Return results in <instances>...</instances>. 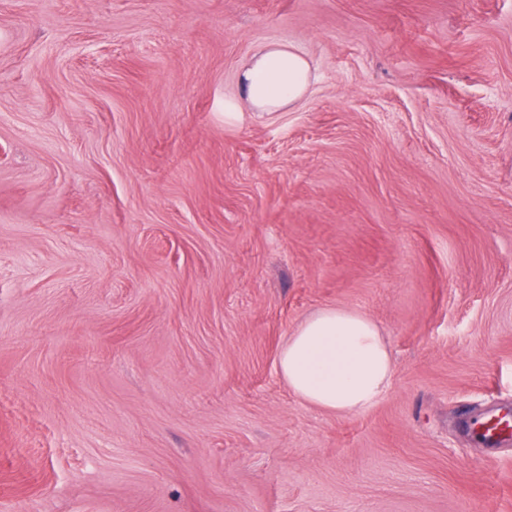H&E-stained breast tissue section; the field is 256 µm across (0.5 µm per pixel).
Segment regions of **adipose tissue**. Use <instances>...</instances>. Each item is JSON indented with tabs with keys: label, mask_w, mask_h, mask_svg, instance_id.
<instances>
[{
	"label": "adipose tissue",
	"mask_w": 512,
	"mask_h": 512,
	"mask_svg": "<svg viewBox=\"0 0 512 512\" xmlns=\"http://www.w3.org/2000/svg\"><path fill=\"white\" fill-rule=\"evenodd\" d=\"M311 66L288 42L255 54L239 75L241 95L259 112L299 102L311 83ZM289 390L316 409L352 414L373 407L393 380L390 348L377 324L351 309L324 307L287 336L277 358Z\"/></svg>",
	"instance_id": "obj_1"
}]
</instances>
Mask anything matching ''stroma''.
Here are the masks:
<instances>
[{
  "label": "stroma",
  "mask_w": 512,
  "mask_h": 512,
  "mask_svg": "<svg viewBox=\"0 0 512 512\" xmlns=\"http://www.w3.org/2000/svg\"><path fill=\"white\" fill-rule=\"evenodd\" d=\"M336 306L358 414L277 368ZM508 409L512 0H0V512H512ZM311 77L308 60L293 44L273 42L240 72L241 96L257 112H280L304 97ZM288 389L316 409L364 412L393 380L390 348L368 316L339 307L320 308L287 336L277 358ZM507 414L486 417L482 422L478 420L472 425L471 432L485 446L495 448L500 444L512 439Z\"/></svg>",
  "instance_id": "1"
}]
</instances>
